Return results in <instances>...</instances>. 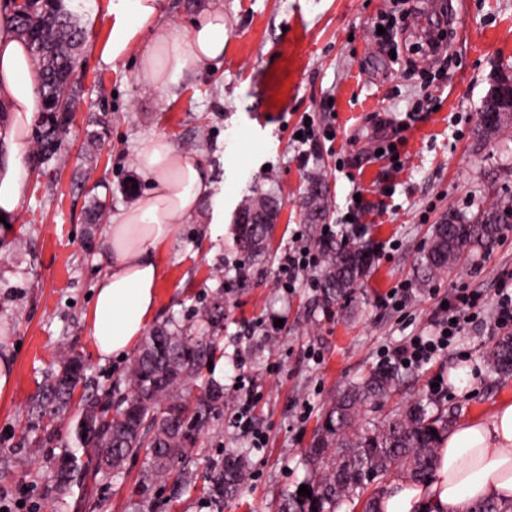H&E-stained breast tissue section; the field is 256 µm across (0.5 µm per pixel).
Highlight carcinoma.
<instances>
[{
    "mask_svg": "<svg viewBox=\"0 0 512 512\" xmlns=\"http://www.w3.org/2000/svg\"><path fill=\"white\" fill-rule=\"evenodd\" d=\"M13 22L30 41L41 75L40 110L34 139L45 163L57 160L60 137L78 108L75 92L68 89L79 69V49L85 32L65 0H27L23 6L8 0ZM512 117V99L499 100L498 111L483 101L478 137L499 133ZM325 182L310 178L306 191L307 223L317 224L326 215ZM273 202L264 196L245 201L234 225L235 249L250 258L267 252L275 224H250L246 217ZM512 222V199H502L480 208L469 217L451 218L434 226L427 249L417 258L419 280L426 285L465 264L476 250L488 249L497 240L501 226ZM325 263L318 281V302L330 311L339 301L350 299L369 276L374 252L367 243L351 242L342 235L316 240ZM213 334L191 335L167 324L158 326L143 341L128 373V391L115 398L110 393L84 396L80 412L70 420L75 448L59 457L55 487L69 493L83 488L90 475L110 471L117 475L124 462L146 451L152 479L167 481L184 449L194 445L196 435L212 411L224 404L223 389L211 385L195 403L179 395L194 380L219 349L214 332L221 320L205 314ZM492 369L512 376V334L500 337L488 356ZM84 379V365L76 355L65 356L30 405L29 429L37 432L34 444L51 445L56 423L65 417L75 389ZM399 384L398 370L383 365L361 381L351 384L325 410L308 451L311 496L293 492L280 512H339L348 502L362 512H381L384 487L380 483L405 478L425 483L435 465V449L448 432L451 418L435 403L415 398L377 422L361 428L356 422L361 409L373 408ZM436 434H431V431ZM244 481L243 454L230 455L210 465L209 492L214 501L235 497ZM378 485L370 496L365 491Z\"/></svg>",
    "mask_w": 512,
    "mask_h": 512,
    "instance_id": "obj_1",
    "label": "carcinoma"
}]
</instances>
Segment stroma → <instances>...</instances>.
Here are the masks:
<instances>
[{
  "mask_svg": "<svg viewBox=\"0 0 512 512\" xmlns=\"http://www.w3.org/2000/svg\"><path fill=\"white\" fill-rule=\"evenodd\" d=\"M87 30L75 89L80 104L54 171L33 157L34 179L12 226L0 224V352L16 375L0 406V497L28 491L40 512H276L307 478L305 452L326 405L349 382L382 364V351L428 332L450 289L480 291L485 304L458 339L430 362L401 372L399 388L360 424L378 421L406 400L423 397L457 420L486 418L512 401V377L491 373L486 357L496 292L512 272V224L490 250L432 283L419 285L416 258L433 225L471 216L512 198V123L477 139L479 110L498 75H512V0H409L423 18H451L438 55L412 59V29L398 36L391 60L373 35L391 0H166L165 18L190 28L198 11L224 8V59L182 82L170 95L139 83L137 59L107 65L95 53L105 38L104 0H73ZM289 65L283 77L272 76ZM282 99L271 106L272 92ZM312 123V141L296 138ZM332 130L333 139L323 138ZM157 134L195 156L215 185L202 218L181 227L165 259L156 323L189 326L220 309V349L199 382L220 380L224 405L176 464L182 486L151 481L146 454L126 460L120 478L98 475L91 507L54 488V463L71 446L67 422L47 448L23 442L27 411L63 355L87 365L89 391L126 390L130 359H100L87 332L90 292L104 269L101 224L88 221L94 197L109 213L130 206L150 187L135 154ZM322 176L327 223L370 241L375 263L351 303L333 315L316 309L319 270L295 287L277 286L285 252L310 243L305 192ZM137 191H130V184ZM359 187V219L346 220L347 196ZM272 199L280 218L262 262L241 263L232 247L239 204L252 193ZM217 231H210V224ZM410 293L394 306L388 293ZM250 401L263 447L235 422L239 399ZM246 449L248 477L236 499L215 504L204 475L221 454Z\"/></svg>",
  "mask_w": 512,
  "mask_h": 512,
  "instance_id": "35a3bbf8",
  "label": "stroma"
}]
</instances>
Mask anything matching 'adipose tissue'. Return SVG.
<instances>
[{"mask_svg": "<svg viewBox=\"0 0 512 512\" xmlns=\"http://www.w3.org/2000/svg\"><path fill=\"white\" fill-rule=\"evenodd\" d=\"M164 0H106L109 30L96 52L103 63L138 58L141 83L170 90L194 77L203 65L224 58V11L210 7L187 32L162 24ZM39 73L28 42L0 13V106L11 121L0 144V216L20 212L32 172L30 127L39 109ZM151 187L102 229L106 267L100 273L86 316L97 355L107 359L130 352L154 319L165 278L163 257L183 223L199 219L214 185L198 160L179 152L163 135L136 153ZM437 465L428 484L393 483L383 512H470L482 501L512 500V403L498 405L486 419L449 427L436 450Z\"/></svg>", "mask_w": 512, "mask_h": 512, "instance_id": "ef3b65f1", "label": "adipose tissue"}]
</instances>
